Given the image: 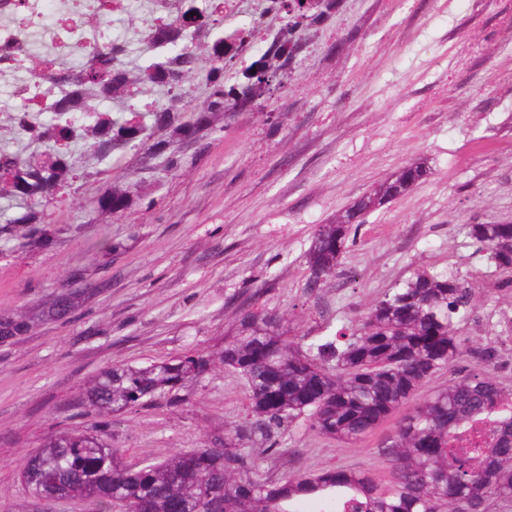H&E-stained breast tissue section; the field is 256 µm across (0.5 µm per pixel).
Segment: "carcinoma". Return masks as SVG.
Listing matches in <instances>:
<instances>
[{"instance_id": "obj_1", "label": "carcinoma", "mask_w": 512, "mask_h": 512, "mask_svg": "<svg viewBox=\"0 0 512 512\" xmlns=\"http://www.w3.org/2000/svg\"><path fill=\"white\" fill-rule=\"evenodd\" d=\"M186 23L144 30L150 51L143 64L124 61L126 46L114 41L95 48L74 67L57 66L60 88L50 120L23 105L0 124L38 147L23 156L0 148V199L22 212L0 224V239L18 249L44 240L50 210L78 177L100 181L104 171L80 169L72 146L88 159L110 162L129 147L145 162L168 169L184 163L183 144L202 145L242 112L260 109L287 88L298 61L316 35L336 19L340 0H271V19L284 18L276 39L250 57L237 75L228 70L243 55L224 39L223 13L210 0H175ZM204 100L197 104L196 90ZM167 89L165 101L146 110L125 106L140 88ZM127 115L116 120L113 105ZM426 175L413 165L374 195L353 203L338 224H323L308 250L309 288L336 271L351 229L387 200L405 194ZM133 191L108 184L93 197L102 212L126 210ZM475 253H486L512 284V224H473ZM474 289L452 276L417 272L373 303L359 326L302 344L288 336L286 319L276 312L247 310L233 336L209 355H185L144 366L113 365L100 372L85 393L98 416L134 410L184 385L217 364L245 379L251 419L224 429L202 448H190L164 461L131 468L120 449L98 430L62 431L31 455L21 477L33 495L52 501L82 496L102 512H291L286 505L306 496L330 494L334 512H485L491 499H512V390L486 371L454 379L417 403L398 422L391 444L382 448L391 480L378 482L366 472L333 469L289 477L273 484L245 470L240 450L257 435L265 441L306 416L318 434L357 440L414 400L419 388L459 357L455 322L466 314ZM20 315L0 317V342L27 332Z\"/></svg>"}]
</instances>
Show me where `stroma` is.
Here are the masks:
<instances>
[{
    "mask_svg": "<svg viewBox=\"0 0 512 512\" xmlns=\"http://www.w3.org/2000/svg\"><path fill=\"white\" fill-rule=\"evenodd\" d=\"M153 0H126L110 36L139 63ZM512 0H347L337 35L321 33L287 89L259 112L239 113L205 150L189 146L180 170L141 166L128 151L116 182L144 185L127 211H95L77 181L55 209L49 246L13 251L0 241V312L30 330L0 344V512H43L21 479L27 457L55 433L99 425L122 460L140 467L200 448L251 416L234 369L209 371L167 398L98 423L80 403L102 369L204 353L247 309L288 319L298 341L355 329L366 310L414 272L453 275L476 297L457 327L464 353L419 389L425 398L467 375L496 346L490 374L512 390V287L474 252L470 224L512 223V45L498 32ZM428 174L352 231L335 276L307 286L316 228L405 167ZM119 251L102 252V237ZM74 290L73 308L45 310ZM395 419L359 441L317 434L299 418L246 448L260 477L329 468L388 482L379 450Z\"/></svg>",
    "mask_w": 512,
    "mask_h": 512,
    "instance_id": "obj_1",
    "label": "stroma"
}]
</instances>
